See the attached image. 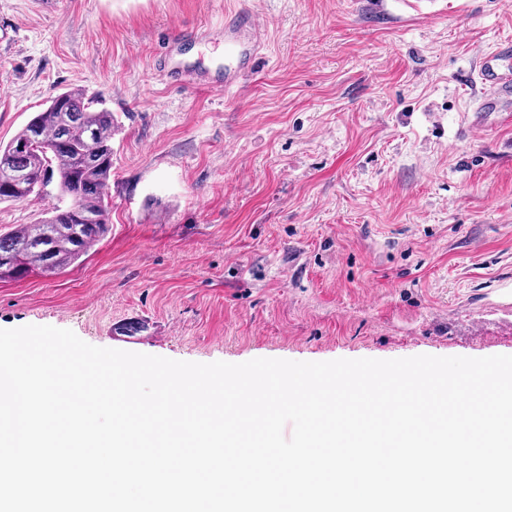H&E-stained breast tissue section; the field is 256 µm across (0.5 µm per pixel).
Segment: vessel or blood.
<instances>
[{
    "label": "vessel or blood",
    "instance_id": "1",
    "mask_svg": "<svg viewBox=\"0 0 512 512\" xmlns=\"http://www.w3.org/2000/svg\"><path fill=\"white\" fill-rule=\"evenodd\" d=\"M224 52L231 59L223 76L214 79V87L230 89L252 72L259 52L258 25L247 12L228 13L224 16ZM475 82L480 87L472 112L476 120L501 111L512 99V39L498 42L483 55Z\"/></svg>",
    "mask_w": 512,
    "mask_h": 512
}]
</instances>
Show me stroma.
Wrapping results in <instances>:
<instances>
[{
	"mask_svg": "<svg viewBox=\"0 0 512 512\" xmlns=\"http://www.w3.org/2000/svg\"><path fill=\"white\" fill-rule=\"evenodd\" d=\"M263 50L224 93V12ZM0 143L74 88L116 118L111 230L66 271L0 281V328L198 363L512 355V118L475 123L512 0H0ZM48 197L0 204V232ZM483 319V339L469 336Z\"/></svg>",
	"mask_w": 512,
	"mask_h": 512,
	"instance_id": "35a3bbf8",
	"label": "stroma"
}]
</instances>
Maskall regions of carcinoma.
Instances as JSON below:
<instances>
[{"label": "carcinoma", "mask_w": 512, "mask_h": 512, "mask_svg": "<svg viewBox=\"0 0 512 512\" xmlns=\"http://www.w3.org/2000/svg\"><path fill=\"white\" fill-rule=\"evenodd\" d=\"M92 105L82 91H64L0 144V203L57 188L49 216L0 233V280L58 275L108 234L115 122Z\"/></svg>", "instance_id": "1"}]
</instances>
